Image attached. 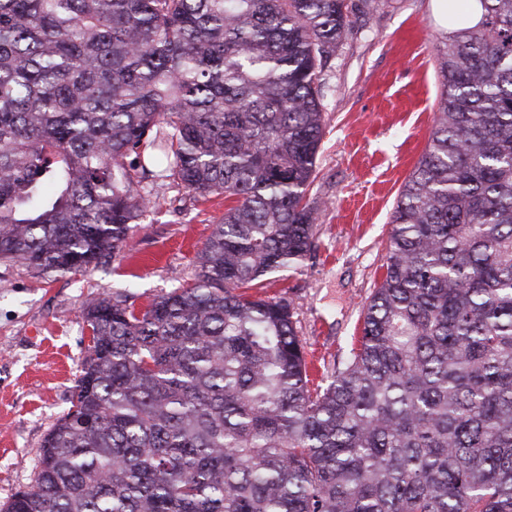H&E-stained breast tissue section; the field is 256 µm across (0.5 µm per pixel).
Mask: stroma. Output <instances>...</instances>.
Here are the masks:
<instances>
[{
	"label": "stroma",
	"instance_id": "obj_1",
	"mask_svg": "<svg viewBox=\"0 0 512 512\" xmlns=\"http://www.w3.org/2000/svg\"><path fill=\"white\" fill-rule=\"evenodd\" d=\"M350 34L330 61L325 134L308 197L319 204L316 248L269 275L307 353L346 356L382 277L390 217L425 151L442 87L448 27L434 0H352ZM224 200L162 190L121 255L86 272L42 275L0 262V505L30 486L42 442L69 407L90 345L81 306L116 293L147 304L193 279L196 255Z\"/></svg>",
	"mask_w": 512,
	"mask_h": 512
}]
</instances>
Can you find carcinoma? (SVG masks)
<instances>
[{
  "label": "carcinoma",
  "instance_id": "cac0c4a2",
  "mask_svg": "<svg viewBox=\"0 0 512 512\" xmlns=\"http://www.w3.org/2000/svg\"><path fill=\"white\" fill-rule=\"evenodd\" d=\"M439 46L428 149L348 355L309 380L266 277L315 247L348 0H0V261L116 258L168 182L224 197L193 281L91 345L0 512H512V0Z\"/></svg>",
  "mask_w": 512,
  "mask_h": 512
}]
</instances>
